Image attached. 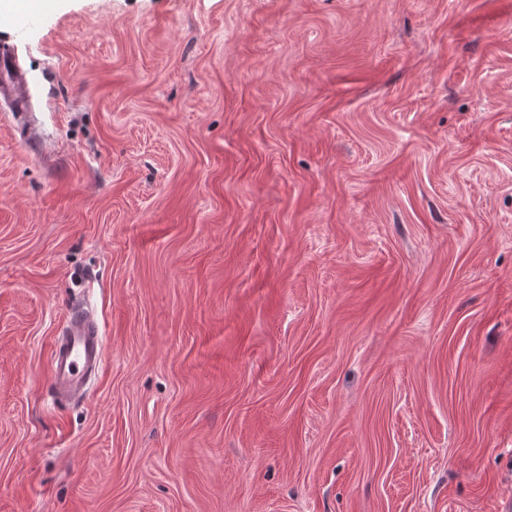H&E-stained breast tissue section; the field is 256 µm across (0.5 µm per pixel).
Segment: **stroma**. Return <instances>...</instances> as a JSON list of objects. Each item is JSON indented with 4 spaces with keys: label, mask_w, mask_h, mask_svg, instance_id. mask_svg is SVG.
Listing matches in <instances>:
<instances>
[{
    "label": "stroma",
    "mask_w": 512,
    "mask_h": 512,
    "mask_svg": "<svg viewBox=\"0 0 512 512\" xmlns=\"http://www.w3.org/2000/svg\"><path fill=\"white\" fill-rule=\"evenodd\" d=\"M3 41L0 512H498L512 0H47ZM76 300L105 361L61 405ZM20 79L16 75V68L12 58L4 53L0 54V96L14 101L16 111L21 114L25 109V100L19 95Z\"/></svg>",
    "instance_id": "stroma-1"
}]
</instances>
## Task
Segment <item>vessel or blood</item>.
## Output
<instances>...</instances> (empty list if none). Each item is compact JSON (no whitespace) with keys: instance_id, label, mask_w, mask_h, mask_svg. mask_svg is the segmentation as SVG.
I'll return each instance as SVG.
<instances>
[{"instance_id":"b4317fda","label":"vessel or blood","mask_w":512,"mask_h":512,"mask_svg":"<svg viewBox=\"0 0 512 512\" xmlns=\"http://www.w3.org/2000/svg\"><path fill=\"white\" fill-rule=\"evenodd\" d=\"M20 79L12 58L0 54V97L14 101L23 111L25 100L19 94ZM104 337L97 324L87 322L84 307L71 305L66 326L55 340L51 352V391L55 399L83 396L85 386L101 370L104 362Z\"/></svg>"}]
</instances>
